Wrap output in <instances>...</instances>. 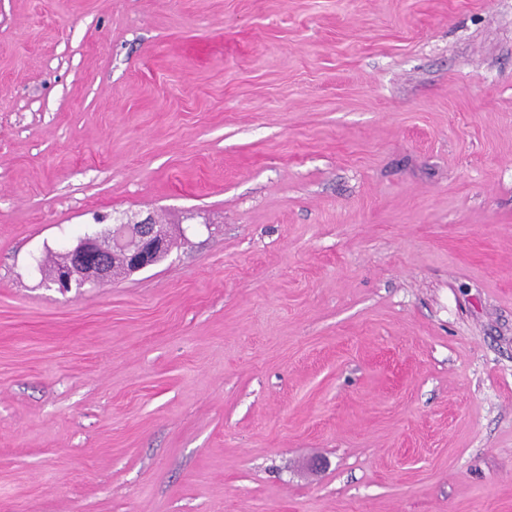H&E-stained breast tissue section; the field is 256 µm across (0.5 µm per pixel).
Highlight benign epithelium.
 <instances>
[{"label": "benign epithelium", "instance_id": "benign-epithelium-1", "mask_svg": "<svg viewBox=\"0 0 512 512\" xmlns=\"http://www.w3.org/2000/svg\"><path fill=\"white\" fill-rule=\"evenodd\" d=\"M166 247L164 227L153 216L117 218L106 235L87 236L69 250L67 263L55 273L53 288L66 295L87 285L105 286L112 279L111 257L122 255L126 270L137 273L155 265Z\"/></svg>", "mask_w": 512, "mask_h": 512}]
</instances>
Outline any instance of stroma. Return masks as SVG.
Segmentation results:
<instances>
[{
    "label": "stroma",
    "mask_w": 512,
    "mask_h": 512,
    "mask_svg": "<svg viewBox=\"0 0 512 512\" xmlns=\"http://www.w3.org/2000/svg\"><path fill=\"white\" fill-rule=\"evenodd\" d=\"M0 512H512V0H0ZM167 247L162 224L149 215L140 220L115 218L104 236H87L69 250L67 263L51 282L64 295L86 285L105 286L112 279L111 257L121 254L127 272L137 273L156 264Z\"/></svg>",
    "instance_id": "obj_1"
}]
</instances>
